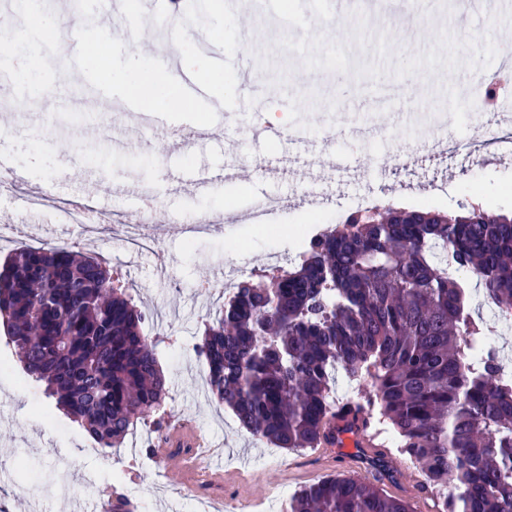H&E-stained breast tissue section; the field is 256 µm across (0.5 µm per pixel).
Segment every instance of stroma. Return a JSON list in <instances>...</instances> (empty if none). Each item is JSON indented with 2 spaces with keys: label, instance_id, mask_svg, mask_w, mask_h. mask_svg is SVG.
<instances>
[{
  "label": "stroma",
  "instance_id": "1",
  "mask_svg": "<svg viewBox=\"0 0 512 512\" xmlns=\"http://www.w3.org/2000/svg\"><path fill=\"white\" fill-rule=\"evenodd\" d=\"M129 13L152 33L150 62L167 65L169 57H198L194 34L217 40L226 57L249 55L247 80L258 90L251 102L239 103L236 94L224 99L227 117H217L207 101H194L197 124L224 125V145L203 141L172 146L171 130L192 132L195 124L179 119L177 95L151 85L150 70L139 83L149 96L133 95L140 112L161 114L163 128L136 135L134 115L125 112L124 99L98 94L97 77L87 65L70 70L66 87L55 85L64 61L55 47L66 29L49 30L17 20L10 48H0V102L9 106L10 134L0 137V152L30 186H54L66 175L72 187L112 184V195L100 196L98 210L124 213L136 223L142 203L138 189L149 186L156 194L157 219L166 229L162 251L134 252L123 228L113 223L94 225L96 244L82 251L103 261L132 295L144 315L142 329L156 344L159 366L176 400L167 415H151L145 437H129L125 448L141 454L155 452L170 421L185 420L223 448L224 491L260 502L280 492L295 494L304 486L336 475L377 478L390 494L408 500L415 512H433V498L402 486L396 479L410 469V458L400 449L387 420L374 414L369 431L380 449L375 457L336 456L329 448L308 451L271 449L241 428L233 413L203 392L206 363L200 355H186L197 347L206 321L224 304L221 295L196 296L201 283L224 266L248 261L263 273L273 254L295 251L299 238L318 224H332L336 213L360 197L380 207L402 205L451 215L472 207L497 214H512V167H498L497 145L481 146L470 127L471 113L462 107L471 65L493 69L498 49L512 36V18L493 20L488 8L463 12L454 0H420L417 14L394 20L374 11L356 14L344 5L335 7V23L322 26L323 0H271L253 22L251 41H241L225 0H181L178 10L158 16L156 0H125ZM193 35L173 38L179 25ZM25 54L39 61L34 74L20 77L13 71L12 55ZM392 80L405 83L411 93L391 118L387 137L362 141L350 125L360 115L364 93L371 85ZM349 106L346 130L333 143L314 138L307 146L291 147L286 139L254 136L252 127L265 109L286 122L328 118L337 105ZM112 128V140L103 143L102 124ZM452 126V153L427 156L425 146L443 126ZM137 137L138 154L125 150ZM487 163L468 166L472 153ZM234 167L235 179L210 190L194 188L191 174L201 166ZM447 179V194L422 197L407 194L408 184ZM329 197L327 208L309 207L307 198ZM287 199L285 210L271 215L265 225L252 222L221 224L200 235L185 234L199 213L223 216L247 211L262 197ZM0 223L14 225L18 234L0 243V261L17 247L46 242L75 245L84 232L64 224L47 209L21 204L17 196L0 194ZM91 438L53 400L41 384L27 380L12 344L0 333V492L15 493L13 512H69L81 504L94 512L92 489L111 483L121 463L90 453ZM169 477L145 468L132 481L140 506L137 512H175L178 492L169 490Z\"/></svg>",
  "mask_w": 512,
  "mask_h": 512
}]
</instances>
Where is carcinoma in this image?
<instances>
[{
  "label": "carcinoma",
  "mask_w": 512,
  "mask_h": 512,
  "mask_svg": "<svg viewBox=\"0 0 512 512\" xmlns=\"http://www.w3.org/2000/svg\"><path fill=\"white\" fill-rule=\"evenodd\" d=\"M512 319V218L389 206L351 216L278 273L243 281L199 346L211 396L277 448L335 443L378 408L444 512H512V380L474 351L486 321L468 283ZM143 315L103 263L68 245L16 249L0 265V326L23 371L111 452L167 398ZM374 393L343 406L336 368ZM288 512H413L378 480L336 476L295 493Z\"/></svg>",
  "instance_id": "1"
}]
</instances>
